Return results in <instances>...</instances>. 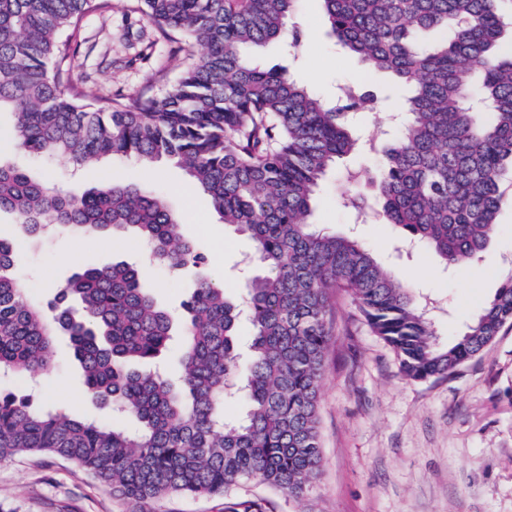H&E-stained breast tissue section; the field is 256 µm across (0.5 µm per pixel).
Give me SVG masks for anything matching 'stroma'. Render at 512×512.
I'll list each match as a JSON object with an SVG mask.
<instances>
[{"label": "stroma", "instance_id": "35a3bbf8", "mask_svg": "<svg viewBox=\"0 0 512 512\" xmlns=\"http://www.w3.org/2000/svg\"><path fill=\"white\" fill-rule=\"evenodd\" d=\"M293 19L303 30L301 55L273 43L260 52L265 67L285 70L331 100L348 85H390L388 75L362 64L329 36L319 0H298ZM78 39L72 83L100 97H163L183 68L174 43L131 0H112L111 11L87 15ZM398 128L387 109L358 114L362 147L328 176L315 219L326 231L358 238L397 281L433 299L434 328L444 343L465 331L512 268V201L500 209L491 241L475 263L479 277L444 268L423 248L402 251L395 226L378 217L358 222L340 202L346 170L377 165L381 147ZM0 157L70 195L109 179L145 181L181 216L186 238L207 258L206 273L227 295L239 297L251 243L221 223L206 195L183 190L188 177L180 168L162 161L146 171L133 159L77 168L7 146ZM66 252L78 254V262H61ZM121 260L138 266L159 305L179 312L196 268L169 274L146 261L143 245L131 235L55 233L24 241L17 269L29 297L43 302L77 265ZM333 302V337L319 388V477L300 502L253 483L235 489L234 497L255 501L261 512H512V323L448 377L414 381L403 375L393 350L348 294L336 293ZM41 392L48 403L112 419L111 410L86 399L67 337L57 339ZM224 501L221 495H174L138 505L57 456L20 454L0 461V512H224Z\"/></svg>", "mask_w": 512, "mask_h": 512}]
</instances>
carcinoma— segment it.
Returning <instances> with one entry per match:
<instances>
[{
  "label": "carcinoma",
  "instance_id": "1",
  "mask_svg": "<svg viewBox=\"0 0 512 512\" xmlns=\"http://www.w3.org/2000/svg\"><path fill=\"white\" fill-rule=\"evenodd\" d=\"M295 0H137L162 33L180 35L190 64L161 99L67 96L77 47L58 37L112 0H0V112L15 149L75 165L103 158L168 160L184 168L224 223L251 239L255 272L242 301L202 275L175 316L129 263L83 266L46 304L30 301L15 272L18 245L0 239V374L53 366L56 337H69L87 396L138 423L129 431L31 395L0 392V461L47 453L109 481L121 495L156 502L172 494L224 495L251 481L306 496L322 457L319 381L333 335L332 296L349 293L371 329L416 381L447 376L512 323V270L466 331L443 344L414 288L396 281L357 239L313 222L328 174L359 143L354 114L377 97L346 88L324 100L246 50L300 49L288 26ZM330 35L351 55L407 85L398 135L368 176L376 210L445 266L487 247L512 170V52L502 49V0H321ZM451 30L432 50L420 36ZM0 212L24 234L131 232L147 259L177 273L206 258L181 233L164 194L134 179L80 196L47 188L0 161ZM249 354L238 351L242 319ZM180 386L136 365L160 360L173 340ZM242 378L243 414L226 398Z\"/></svg>",
  "mask_w": 512,
  "mask_h": 512
}]
</instances>
